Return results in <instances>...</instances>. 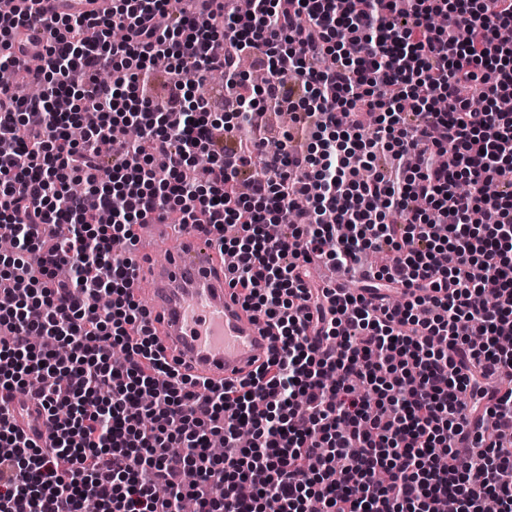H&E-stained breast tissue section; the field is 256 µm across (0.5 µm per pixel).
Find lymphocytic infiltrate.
Masks as SVG:
<instances>
[{
  "label": "lymphocytic infiltrate",
  "mask_w": 512,
  "mask_h": 512,
  "mask_svg": "<svg viewBox=\"0 0 512 512\" xmlns=\"http://www.w3.org/2000/svg\"><path fill=\"white\" fill-rule=\"evenodd\" d=\"M507 27L512 0H414L407 14L399 0H253L247 15L112 0L103 17L47 18L29 73L43 96L0 87V223L15 239L0 256V512H181L188 498L195 512H444L450 497L456 512H512V391L493 385L512 370V193L482 191L512 184ZM243 55L263 59L259 91ZM214 72L235 104L220 136L195 93ZM270 109L292 113L291 132L242 148L237 131ZM131 124L142 139L101 180L100 143ZM381 153L395 171L373 169ZM201 154L202 187L188 178ZM76 178L84 195L68 191ZM157 215L207 220L235 255L244 305L279 340L248 378L180 373L149 331L138 266L114 244L136 246ZM374 250L389 256L376 271ZM323 258L360 272L363 292L311 287ZM387 284L413 300L367 303ZM487 291L494 304L477 307ZM18 392L44 409L50 447L15 425Z\"/></svg>",
  "instance_id": "obj_1"
}]
</instances>
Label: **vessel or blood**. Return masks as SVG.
Instances as JSON below:
<instances>
[{
	"label": "vessel or blood",
	"instance_id": "vessel-or-blood-1",
	"mask_svg": "<svg viewBox=\"0 0 512 512\" xmlns=\"http://www.w3.org/2000/svg\"><path fill=\"white\" fill-rule=\"evenodd\" d=\"M47 16L107 13L112 0H42ZM14 52L21 57L40 52L45 37L39 26L13 29ZM146 277L136 289L145 290L146 322L168 359L178 360L181 372L215 384L236 383L254 373L273 351L276 341L264 321L245 310L238 289L229 284L224 256L210 225L182 226L178 243L163 260L150 247L139 251ZM26 406L18 426L35 444L47 446L48 433L41 407L19 394Z\"/></svg>",
	"mask_w": 512,
	"mask_h": 512
}]
</instances>
